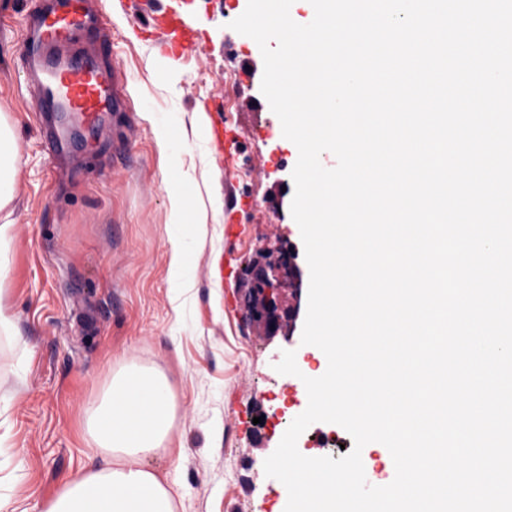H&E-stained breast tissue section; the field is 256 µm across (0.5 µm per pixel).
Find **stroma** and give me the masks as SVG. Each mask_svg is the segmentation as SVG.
Returning <instances> with one entry per match:
<instances>
[{
	"label": "stroma",
	"mask_w": 512,
	"mask_h": 512,
	"mask_svg": "<svg viewBox=\"0 0 512 512\" xmlns=\"http://www.w3.org/2000/svg\"><path fill=\"white\" fill-rule=\"evenodd\" d=\"M93 2L128 109L107 134L74 146L82 169L59 182L19 64L31 2L0 0V114L17 139L0 295L14 321L0 331V501L43 512L65 480L110 463L87 421L113 377L140 368L161 372L175 397L169 440L144 462L174 488L175 512H285L284 485L259 462L307 400L275 365L292 350L299 369L320 375L327 359L302 344L301 331L265 337L246 323L240 299L243 260L303 244L291 215L297 158L261 92L260 48L230 27L247 0ZM150 11L185 12L199 50L168 55L161 33L137 23ZM245 98L258 111L242 109ZM214 124L232 134L220 154L209 140ZM173 182L197 202L180 224L170 219ZM241 197L249 205L237 213L238 233L225 236L224 210ZM297 447L337 459L354 441L316 422ZM13 222L7 221L0 224V295L4 292V284L8 271V252L13 239Z\"/></svg>",
	"instance_id": "obj_1"
}]
</instances>
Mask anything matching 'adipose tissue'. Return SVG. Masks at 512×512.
I'll use <instances>...</instances> for the list:
<instances>
[{
  "mask_svg": "<svg viewBox=\"0 0 512 512\" xmlns=\"http://www.w3.org/2000/svg\"><path fill=\"white\" fill-rule=\"evenodd\" d=\"M17 142L0 119V210L14 199ZM175 406L157 372L132 369L115 377L107 401L92 415V434L112 454L110 466L73 476L47 504L45 512H174L170 488L144 459L174 428Z\"/></svg>",
  "mask_w": 512,
  "mask_h": 512,
  "instance_id": "adipose-tissue-1",
  "label": "adipose tissue"
}]
</instances>
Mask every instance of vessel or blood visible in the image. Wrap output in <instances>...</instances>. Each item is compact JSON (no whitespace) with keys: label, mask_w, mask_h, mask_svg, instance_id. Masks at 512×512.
<instances>
[{"label":"vessel or blood","mask_w":512,"mask_h":512,"mask_svg":"<svg viewBox=\"0 0 512 512\" xmlns=\"http://www.w3.org/2000/svg\"><path fill=\"white\" fill-rule=\"evenodd\" d=\"M87 0H58L54 10H33L31 36L19 61L38 74L34 110L61 116L73 124L99 128L105 114L116 108L121 91L114 74L79 45L82 34L102 36L104 23L89 17ZM149 27L161 29L174 52L195 51L199 38L178 13L151 17Z\"/></svg>","instance_id":"b4317fda"}]
</instances>
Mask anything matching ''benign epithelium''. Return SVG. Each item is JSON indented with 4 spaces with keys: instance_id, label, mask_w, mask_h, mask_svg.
Segmentation results:
<instances>
[{
    "instance_id": "obj_1",
    "label": "benign epithelium",
    "mask_w": 512,
    "mask_h": 512,
    "mask_svg": "<svg viewBox=\"0 0 512 512\" xmlns=\"http://www.w3.org/2000/svg\"><path fill=\"white\" fill-rule=\"evenodd\" d=\"M293 244L246 261L240 271L245 285L247 320L274 338L293 332L301 310L302 271Z\"/></svg>"
}]
</instances>
